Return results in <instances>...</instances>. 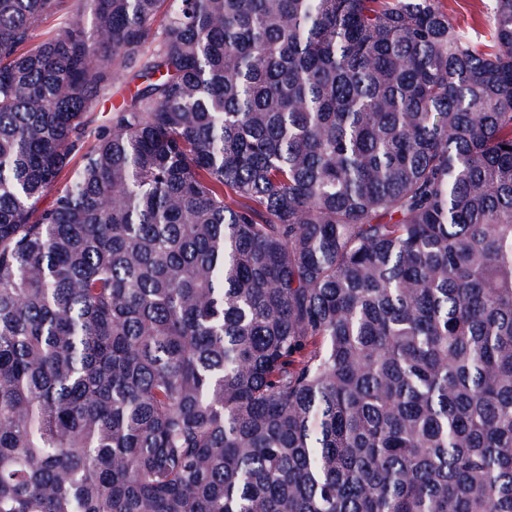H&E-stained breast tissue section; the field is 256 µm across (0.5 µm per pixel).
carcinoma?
I'll return each mask as SVG.
<instances>
[{"instance_id":"obj_1","label":"carcinoma","mask_w":512,"mask_h":512,"mask_svg":"<svg viewBox=\"0 0 512 512\" xmlns=\"http://www.w3.org/2000/svg\"><path fill=\"white\" fill-rule=\"evenodd\" d=\"M491 9L0 0V512H512ZM448 20L465 37L481 46L491 43L494 22L488 0H443Z\"/></svg>"}]
</instances>
